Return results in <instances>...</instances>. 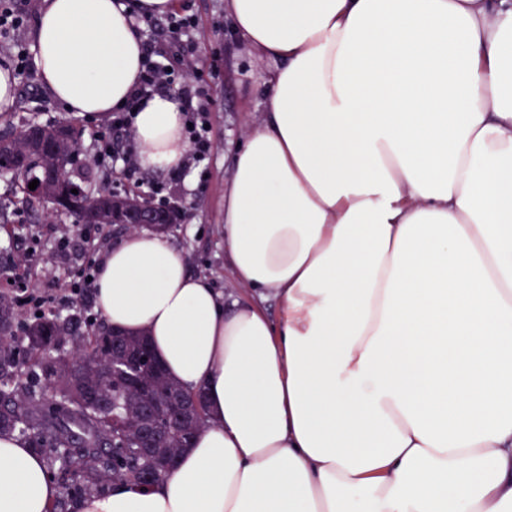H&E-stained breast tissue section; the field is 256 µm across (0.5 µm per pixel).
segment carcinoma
I'll return each instance as SVG.
<instances>
[{
  "instance_id": "1",
  "label": "carcinoma",
  "mask_w": 512,
  "mask_h": 512,
  "mask_svg": "<svg viewBox=\"0 0 512 512\" xmlns=\"http://www.w3.org/2000/svg\"><path fill=\"white\" fill-rule=\"evenodd\" d=\"M30 125L0 131L5 150L26 161L24 174H0L11 187L10 198L0 197L1 224L19 209L45 220L61 213L54 202L60 194L81 222V204L94 200L96 224L113 223L115 206L143 204L136 194L117 198L88 187L63 163L82 154L78 141ZM34 180L39 193L29 190ZM49 344L71 345L72 358L48 355ZM148 346L142 334L115 336L103 321L83 315L44 312L19 326L15 304L0 300V432L24 437L46 461L60 487L48 512H69L73 500L104 494L111 484L139 485L146 474L162 481L167 462L206 425L201 412L184 428L169 426V398L188 392L163 367L133 361Z\"/></svg>"
}]
</instances>
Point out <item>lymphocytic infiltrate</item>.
I'll list each match as a JSON object with an SVG mask.
<instances>
[{
    "mask_svg": "<svg viewBox=\"0 0 512 512\" xmlns=\"http://www.w3.org/2000/svg\"><path fill=\"white\" fill-rule=\"evenodd\" d=\"M168 25L174 38L172 46H156L151 40L142 43V71L137 88L129 95L125 104L112 111L110 118L97 135V159L100 162L118 163L125 177H132L136 167L130 159L121 158L115 147L117 135L130 128L136 112L142 108L144 99L150 97L161 85H172L182 103L190 127L187 131L189 152L193 161L201 162L210 155L213 142L210 137L209 110L204 102L205 91L197 86L192 76L196 70L195 60L185 52L184 39L190 38L195 21L185 15H172ZM103 229L98 224H80L74 237H61L56 243L58 254L69 253L74 245H81L84 262L77 280L67 286L69 299L88 297L96 288L98 274L97 241Z\"/></svg>",
    "mask_w": 512,
    "mask_h": 512,
    "instance_id": "f902f5d3",
    "label": "lymphocytic infiltrate"
}]
</instances>
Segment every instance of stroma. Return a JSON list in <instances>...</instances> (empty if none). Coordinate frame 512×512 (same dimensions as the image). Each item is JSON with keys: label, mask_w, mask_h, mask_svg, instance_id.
<instances>
[{"label": "stroma", "mask_w": 512, "mask_h": 512, "mask_svg": "<svg viewBox=\"0 0 512 512\" xmlns=\"http://www.w3.org/2000/svg\"><path fill=\"white\" fill-rule=\"evenodd\" d=\"M177 13L196 21L194 37L185 49L198 60L194 81L208 94L213 148L202 165L189 164L178 174L138 172L128 180L111 165L101 166L108 189L122 193L136 186L168 188L183 182L178 193L181 214L166 237L182 253L191 274L208 278L214 288L245 300L249 292L234 277L224 259V184L230 176L229 156L243 143L251 127L262 117L263 73L269 61L238 39L224 14V0H177ZM66 114L42 86L38 76L18 79L13 104L0 108V126L5 121L33 118L41 123L65 119ZM75 218L62 222L34 223L29 215L16 213L12 223L0 224V274L11 273L20 254L36 249L39 259L24 283L29 291L59 294L79 269L75 257L45 266L58 237L71 233Z\"/></svg>", "instance_id": "stroma-1"}]
</instances>
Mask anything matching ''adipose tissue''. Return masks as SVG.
Here are the masks:
<instances>
[{
  "label": "adipose tissue",
  "mask_w": 512,
  "mask_h": 512,
  "mask_svg": "<svg viewBox=\"0 0 512 512\" xmlns=\"http://www.w3.org/2000/svg\"><path fill=\"white\" fill-rule=\"evenodd\" d=\"M176 0H42V85L97 118L141 71L135 16ZM274 63L230 157L224 248L247 301L161 235L101 257L96 305L145 335L208 424L175 470L74 512H512V0H224ZM131 142L184 167L182 105ZM275 300L276 317L263 309ZM60 488L0 436V512Z\"/></svg>",
  "instance_id": "obj_1"
}]
</instances>
